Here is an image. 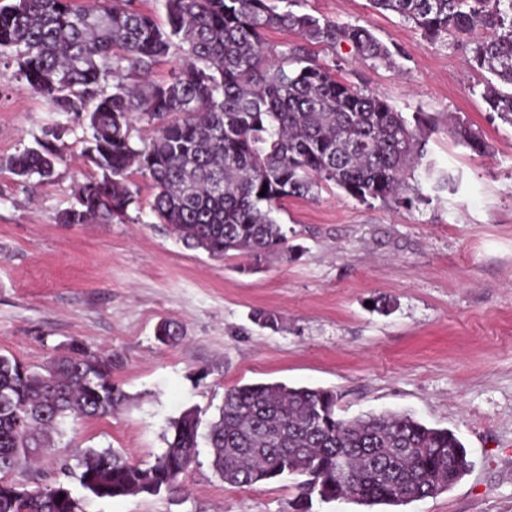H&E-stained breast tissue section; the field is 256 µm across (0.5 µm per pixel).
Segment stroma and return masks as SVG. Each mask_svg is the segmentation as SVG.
<instances>
[{"label": "stroma", "mask_w": 512, "mask_h": 512, "mask_svg": "<svg viewBox=\"0 0 512 512\" xmlns=\"http://www.w3.org/2000/svg\"><path fill=\"white\" fill-rule=\"evenodd\" d=\"M278 9L359 24L396 53L372 65L348 49L266 32L277 49L298 48L338 78L425 118L426 158L458 180L414 207L364 204L327 184L283 200L284 250L253 263L186 249L151 212V181L132 174L137 202L109 224L58 217L99 171L72 124L51 182H22L0 168V353L44 366L78 341L111 354L126 394L111 416L55 439L36 463L46 481L76 447L117 450L136 462L161 454L172 418L194 408L210 422L227 389L282 382L320 387L351 418L408 411L453 431L470 471L451 489L405 506L368 507L312 498L309 512H512V125L481 97L484 73L468 65L467 38L426 40L369 0H275ZM461 117L489 145L478 153L451 137ZM0 59V159L34 146L58 121ZM393 301L391 313L368 308ZM280 318L261 327L256 311ZM178 322L181 339L156 338ZM298 477L250 487L225 484L207 444L181 492L88 498L84 512H295Z\"/></svg>", "instance_id": "stroma-1"}]
</instances>
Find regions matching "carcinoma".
Returning <instances> with one entry per match:
<instances>
[{
  "label": "carcinoma",
  "instance_id": "carcinoma-1",
  "mask_svg": "<svg viewBox=\"0 0 512 512\" xmlns=\"http://www.w3.org/2000/svg\"><path fill=\"white\" fill-rule=\"evenodd\" d=\"M167 27L137 0H0V55L50 111L83 122L85 156L101 172L77 190L63 224H107L137 203L132 171L154 189L151 210L191 250L222 259L230 251L257 263L283 248L278 203L334 184L354 199L411 207L426 200L410 185L423 167L433 190L456 179L422 164L424 118L408 120L378 94L342 81L298 49L276 51L271 28L312 44L350 46L356 58L395 65L394 54L366 27L308 13L279 12L272 0H162ZM397 14L430 41L450 34L471 41L469 66L489 74L483 98L512 125V0H370ZM184 61L171 78L149 75L172 47ZM154 128L142 145L133 123ZM69 130L46 127L36 146L6 166L26 182L52 178L56 142ZM450 134L474 151L487 143L462 120ZM265 195H260V191ZM164 322L157 338L179 339ZM112 357L79 343L35 370L0 354V512H83L86 497L176 492L196 460L201 419L188 409L169 421L171 437L154 462L115 450L84 448L63 475L78 483L29 485L13 479L72 425L103 418L126 395L112 382ZM336 394L285 383L235 386L204 436L215 473L253 486L283 474L304 477L296 512L316 495L332 502L403 506L450 489L470 469L451 430L406 412L336 415Z\"/></svg>",
  "mask_w": 512,
  "mask_h": 512
}]
</instances>
